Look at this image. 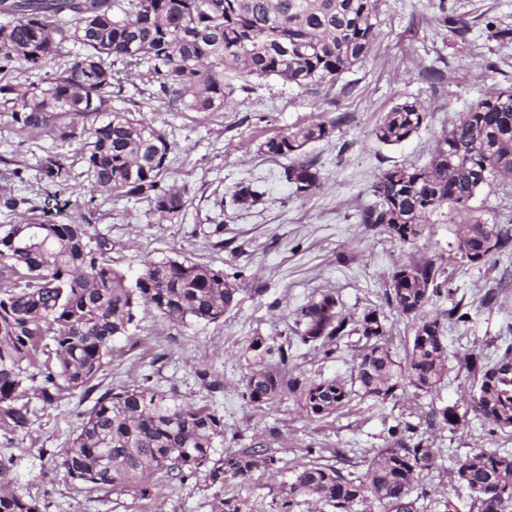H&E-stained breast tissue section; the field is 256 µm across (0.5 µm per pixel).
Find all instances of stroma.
I'll return each instance as SVG.
<instances>
[{
  "label": "stroma",
  "instance_id": "obj_1",
  "mask_svg": "<svg viewBox=\"0 0 512 512\" xmlns=\"http://www.w3.org/2000/svg\"><path fill=\"white\" fill-rule=\"evenodd\" d=\"M444 11L468 21L466 37L439 24ZM490 20L512 30V0H381L380 35L371 55L336 83L297 88L273 77L244 76L236 79L237 90L220 112H172L147 81L125 84L124 97L173 145L166 180L186 189L188 203L170 222L151 220L144 202L89 198L79 180L46 187L37 172L40 159L48 151L73 158L74 147L54 143L44 133L0 125V188L37 206L57 200L64 214L86 217L90 235L111 241L114 266L134 273L144 261L184 254L223 269L240 299L211 324L174 325L153 312L139 313L130 339L116 343L110 363L93 379L91 395L63 391L50 405L31 399L33 416L26 428L0 429V460L11 464V488L36 500L41 512H211L212 491L192 479L180 483L156 473L154 495L145 500L130 488L107 493L78 486L62 465L60 449L70 447L97 396L145 379L223 416L226 432L214 442L216 454L258 440L290 466L311 455L333 465L337 453H345L359 474L378 450L389 447L390 426L418 422L433 404L462 403L471 385L465 357L492 359L503 341L512 342V254H494L470 266L449 259L448 253L456 246L458 225L470 216L512 231V185L482 192L469 213L439 211L405 243L390 239L382 225L361 223L360 216L375 201L372 185L381 172L425 165L452 119L477 98L512 86V39L493 37L485 27ZM433 69L441 72L440 80L430 79ZM407 98L426 106V122L401 144L380 143L375 126ZM312 122H332L336 128L329 139L307 147L321 184L302 194L283 177L292 158H271L259 146ZM17 168L22 177H14ZM247 183L261 198L241 207L232 195ZM429 260L441 266L452 296L471 307L469 322L446 331L449 371L437 389L410 388L384 402L356 394L336 416L320 421L288 394L262 407L245 397L252 361L246 348L256 336L287 348L289 364L306 376L349 378L357 336L345 337L328 357L294 336L302 306L324 291L337 293L346 312L377 309L392 352L405 358L415 322L389 304L386 294L399 265ZM491 290L497 293L495 302L483 304ZM452 296L434 297L427 314L448 309ZM204 371L209 374L205 380L200 377ZM435 446L436 463L423 473L418 492L452 499L459 512H469V492L452 480V470L480 448L512 453V434H489L468 416L455 432L437 435ZM283 483V477L257 470L246 481H230L226 490L250 497L254 512H277Z\"/></svg>",
  "mask_w": 512,
  "mask_h": 512
}]
</instances>
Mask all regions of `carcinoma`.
<instances>
[{
	"label": "carcinoma",
	"instance_id": "carcinoma-1",
	"mask_svg": "<svg viewBox=\"0 0 512 512\" xmlns=\"http://www.w3.org/2000/svg\"><path fill=\"white\" fill-rule=\"evenodd\" d=\"M379 0H0V125L44 131L62 144H78L76 155L90 195L97 193L149 202L157 221L182 215L186 190L165 182L171 146L165 134L136 119L126 106L116 62L147 65L148 81L159 99L190 112H219L241 75L274 76L307 88L334 83L363 61L377 39ZM440 21L460 38L469 32L461 16L442 11ZM25 75L20 80L13 76ZM427 119L417 100L406 99L385 113L374 129L386 145L407 140ZM336 124L313 122L264 141L273 158L304 153L332 136ZM40 180L61 185L77 176L58 154L47 153ZM512 178V86L474 101L437 141L423 166L387 169L373 184L374 205L361 223L381 224L408 242V230H421L440 209H470V202L493 185ZM286 180L302 192L319 186L312 160L292 165ZM261 193L239 187L233 200L252 206ZM39 207L26 197L0 195V206L14 212ZM81 222L54 220L11 224L0 232V268L18 280L0 287V424L15 430L28 424L30 409L18 404L35 379L40 344L50 337L55 365L40 388L53 403L57 389L86 387L108 364L116 340L128 336L140 311L173 324L214 323L239 304L238 288L224 270L187 256L145 262L135 275L112 266L103 237L88 234ZM490 253L512 252V235L479 219L459 226L457 244ZM413 275L391 276L388 302L416 320L405 362L392 354L377 310L345 314L339 297L321 293L300 310L295 322L303 345L330 355L344 336L365 339L356 354L350 382L308 378L288 371V355L278 360L261 336L252 338L253 366L244 395L269 405L294 396L314 420L329 418L352 389L377 401L408 387L431 392L448 373L446 326L466 323L464 300L436 316L425 314L441 295V269L432 261L410 263ZM472 379L465 412L488 426L489 434L512 432V345L494 361L465 360ZM144 378L138 385L111 389L85 414L79 433L64 449L62 465L80 485L98 490L131 486L153 496L151 476L163 472L218 488L212 512H253L238 493L224 492L232 479L245 480L257 469H276L281 459L252 444L213 454L224 436L215 412L187 403ZM462 417L455 405H433L413 424L388 429L393 447L369 462L364 476L314 461L292 469L283 485L278 512H297L312 498L329 512L354 507L382 512H419L414 495L419 475L434 465L433 437L454 432ZM453 478L470 492V512H512V455L482 449L458 462ZM0 512H41L39 504L0 486Z\"/></svg>",
	"mask_w": 512,
	"mask_h": 512
}]
</instances>
